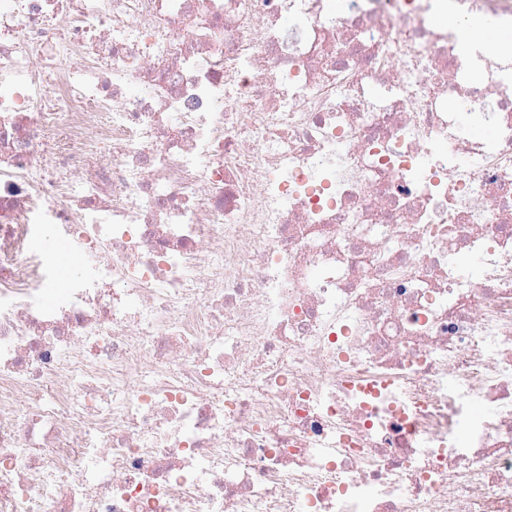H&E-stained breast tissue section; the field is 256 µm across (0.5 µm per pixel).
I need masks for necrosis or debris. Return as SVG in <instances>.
<instances>
[{"instance_id": "4bbe7bcc", "label": "necrosis or debris", "mask_w": 512, "mask_h": 512, "mask_svg": "<svg viewBox=\"0 0 512 512\" xmlns=\"http://www.w3.org/2000/svg\"><path fill=\"white\" fill-rule=\"evenodd\" d=\"M491 17L0 0V512H512Z\"/></svg>"}]
</instances>
